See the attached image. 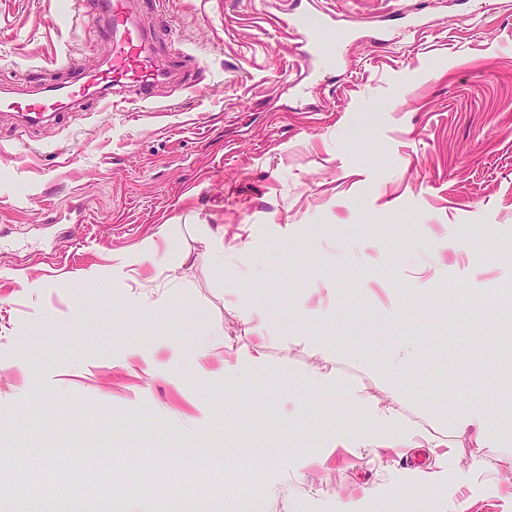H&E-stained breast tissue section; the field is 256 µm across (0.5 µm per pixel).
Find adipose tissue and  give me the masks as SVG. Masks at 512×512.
<instances>
[{
	"label": "adipose tissue",
	"mask_w": 512,
	"mask_h": 512,
	"mask_svg": "<svg viewBox=\"0 0 512 512\" xmlns=\"http://www.w3.org/2000/svg\"><path fill=\"white\" fill-rule=\"evenodd\" d=\"M351 401L362 411L364 429L353 432L339 431L330 436V443L346 448H433L431 435L419 426L397 418L380 401L364 397L360 390L349 389ZM455 430L470 447L479 450L475 465L484 458L494 457L512 466V416L491 415L486 404L473 403L455 414Z\"/></svg>",
	"instance_id": "obj_1"
}]
</instances>
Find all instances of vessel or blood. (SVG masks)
<instances>
[{"label": "vessel or blood", "mask_w": 512, "mask_h": 512, "mask_svg": "<svg viewBox=\"0 0 512 512\" xmlns=\"http://www.w3.org/2000/svg\"><path fill=\"white\" fill-rule=\"evenodd\" d=\"M93 11L102 19V30L109 39L112 51L99 69L85 80L47 87L40 97L19 104L12 97H0V108L24 109L44 116L68 110L78 101L89 97L114 100L127 87H135L140 101L152 98L155 84L174 79L168 61L159 57L154 38L139 28L135 13L137 0H91ZM303 13L288 12L284 27L305 47L307 59L317 58V40L305 26Z\"/></svg>", "instance_id": "vessel-or-blood-1"}]
</instances>
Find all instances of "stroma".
<instances>
[{
  "instance_id": "stroma-1",
  "label": "stroma",
  "mask_w": 512,
  "mask_h": 512,
  "mask_svg": "<svg viewBox=\"0 0 512 512\" xmlns=\"http://www.w3.org/2000/svg\"><path fill=\"white\" fill-rule=\"evenodd\" d=\"M322 6L398 37L325 36L341 62L316 80L278 23L287 0H153L139 16L183 84L32 127L0 112V498L29 483L83 512L107 487L157 512L175 472L267 512H394L433 458L327 447L362 426L357 387L398 392L393 412L447 453L437 501L512 512V468L473 467L452 424L469 403L512 413V0ZM416 8L429 30L401 34ZM100 26L85 0H0V90L26 101L97 69ZM163 224L166 251L118 274ZM195 224L223 225V267H176ZM212 329L223 347L198 356ZM306 334L333 338L335 365ZM257 345L264 368L225 382ZM331 368L342 386L321 389ZM266 360V354L263 346H256L254 349L245 352L237 357L235 361H225L224 379L239 380L242 377L244 368L249 365H259Z\"/></svg>"
}]
</instances>
